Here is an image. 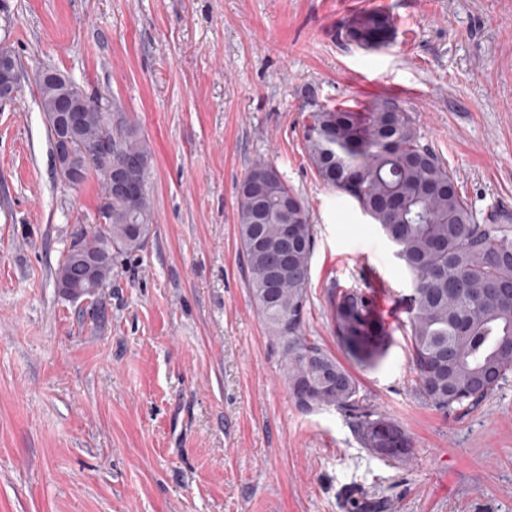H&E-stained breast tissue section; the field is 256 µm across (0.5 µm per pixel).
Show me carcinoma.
Segmentation results:
<instances>
[{
    "label": "carcinoma",
    "mask_w": 512,
    "mask_h": 512,
    "mask_svg": "<svg viewBox=\"0 0 512 512\" xmlns=\"http://www.w3.org/2000/svg\"><path fill=\"white\" fill-rule=\"evenodd\" d=\"M393 35V22L382 11L359 15L342 33L345 41L365 49L384 46ZM34 83L48 117L60 87ZM79 107L74 157L71 165L55 168L58 178L71 183V168L80 167L84 177L104 182L105 171L84 155L98 145L112 146L114 159L141 162L137 195L106 197V223L74 243L56 268L57 287L91 291L110 284L116 257L140 251L149 235L150 149L135 126L112 122L103 98L89 95ZM304 138L318 176L352 198L379 232L399 245L396 257L414 280L406 300L413 393L444 414L477 406L512 371V227L473 223L448 167L421 142L409 110L394 98H379L365 110L322 106L310 114ZM254 177L263 178L265 192L258 201L238 190L240 253L250 296L282 349L289 390L304 410L343 413L368 452L395 448L389 460L407 464L413 448L401 427L371 409L350 371L305 333L314 233L303 201L272 163L255 162L244 181ZM285 224L296 230L288 242L281 235ZM329 302L339 348L362 365L384 358L391 332L372 290L336 288Z\"/></svg>",
    "instance_id": "1"
}]
</instances>
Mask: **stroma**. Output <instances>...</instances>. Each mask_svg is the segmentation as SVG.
I'll use <instances>...</instances> for the list:
<instances>
[{"instance_id":"1","label":"stroma","mask_w":512,"mask_h":512,"mask_svg":"<svg viewBox=\"0 0 512 512\" xmlns=\"http://www.w3.org/2000/svg\"><path fill=\"white\" fill-rule=\"evenodd\" d=\"M376 9L391 44L339 37ZM1 43L24 78L0 101V512H350L383 496L385 512H512V373L461 415L415 397L410 278L304 140L319 107L395 98L474 223L512 208V0H0ZM43 68L108 98L151 149L145 246L86 300L55 269L102 222L103 192L55 174ZM259 160L314 228L307 335L337 352L328 290L384 284L392 344L349 369L409 436L406 465L289 392L237 239L238 184Z\"/></svg>"}]
</instances>
